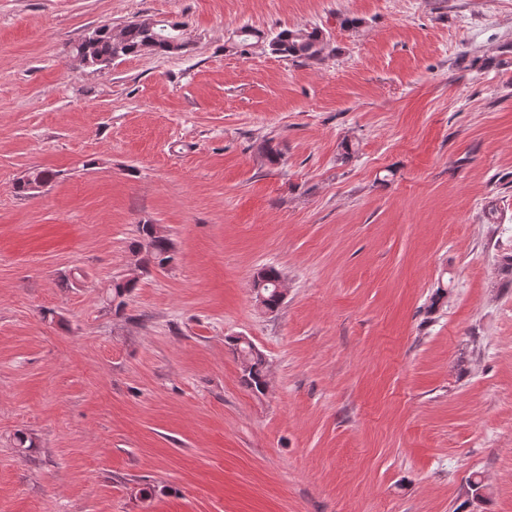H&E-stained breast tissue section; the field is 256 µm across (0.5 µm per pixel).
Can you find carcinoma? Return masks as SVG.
Wrapping results in <instances>:
<instances>
[{
    "label": "carcinoma",
    "instance_id": "1",
    "mask_svg": "<svg viewBox=\"0 0 512 512\" xmlns=\"http://www.w3.org/2000/svg\"><path fill=\"white\" fill-rule=\"evenodd\" d=\"M183 22H146L130 21L121 27L120 39H115L102 25L84 40L74 45L72 51L83 56L90 66H107L117 59L138 55L145 52L171 54L185 47L181 40ZM271 53L292 60H320L327 49L324 32L318 27L283 28L267 41ZM54 173L34 168L28 171L17 183V190L28 194L39 185L49 183ZM140 241L136 242L134 253H146L144 262L160 268L173 260V242L156 224H141L138 227ZM282 280L280 272L272 267L258 271L253 279V287L262 288L267 297V308L277 309L283 297L276 292L275 283ZM137 282L125 279H113L109 286L112 300L117 302L115 312L122 311L124 302L120 298L130 294ZM228 344L233 354L240 361L242 383L252 392H265L268 381L266 360L263 354L254 349L252 344L239 343L236 337L229 338Z\"/></svg>",
    "mask_w": 512,
    "mask_h": 512
}]
</instances>
